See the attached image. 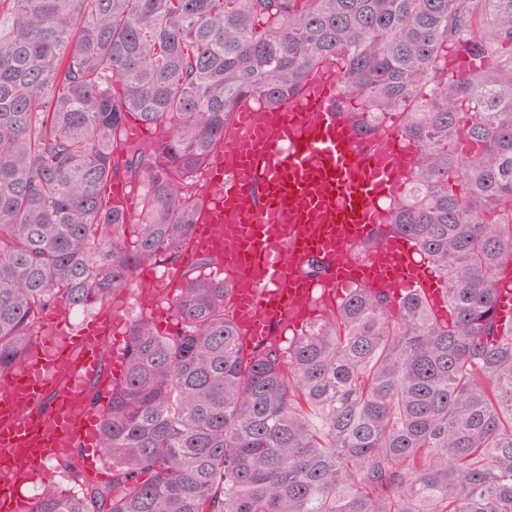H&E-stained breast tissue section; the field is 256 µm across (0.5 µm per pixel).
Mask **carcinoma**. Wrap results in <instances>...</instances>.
Here are the masks:
<instances>
[{
    "mask_svg": "<svg viewBox=\"0 0 512 512\" xmlns=\"http://www.w3.org/2000/svg\"><path fill=\"white\" fill-rule=\"evenodd\" d=\"M450 50L469 61L451 75ZM328 63L359 139L395 115L415 147L386 232L413 240L446 315L356 287L288 351L245 357L230 285L189 277L173 330L128 325L100 421L112 485L25 512H512V0H0V372L47 311L179 263L241 102L278 108ZM132 114L168 137L122 149ZM117 177L142 190L129 219Z\"/></svg>",
    "mask_w": 512,
    "mask_h": 512,
    "instance_id": "obj_1",
    "label": "carcinoma"
}]
</instances>
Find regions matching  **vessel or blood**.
<instances>
[{"label":"vessel or blood","mask_w":512,"mask_h":512,"mask_svg":"<svg viewBox=\"0 0 512 512\" xmlns=\"http://www.w3.org/2000/svg\"><path fill=\"white\" fill-rule=\"evenodd\" d=\"M340 96L336 71L326 69L282 107L241 106L205 171L210 191L182 261L220 258L243 352L281 342L282 331L302 328L352 286L397 298L418 288L432 307L442 305L441 288L414 263L407 237H387L360 259L351 254L374 238L387 218L385 202L402 193L412 150L395 133L379 146L363 145L335 111ZM312 259L327 268L325 277L305 275ZM121 321L105 309L74 332L67 312L55 311L42 328L52 341L47 360L0 373V512H22L26 478L48 483L46 464L62 448L81 449L88 466L101 465V409L91 404L88 384L106 360L113 380L123 377Z\"/></svg>","instance_id":"obj_1"}]
</instances>
